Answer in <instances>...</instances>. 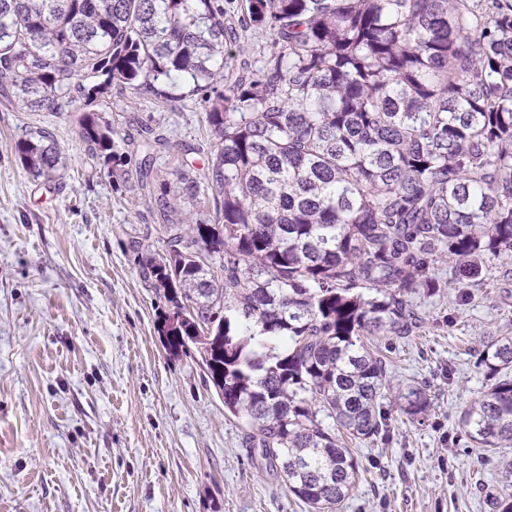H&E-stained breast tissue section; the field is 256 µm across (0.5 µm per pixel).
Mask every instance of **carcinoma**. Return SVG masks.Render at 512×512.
<instances>
[{
	"instance_id": "obj_1",
	"label": "carcinoma",
	"mask_w": 512,
	"mask_h": 512,
	"mask_svg": "<svg viewBox=\"0 0 512 512\" xmlns=\"http://www.w3.org/2000/svg\"><path fill=\"white\" fill-rule=\"evenodd\" d=\"M244 23L274 36L262 66L218 90L233 58L219 0H0V94L63 112L115 84L158 103L198 96L218 139L207 165L177 173L180 197L218 223H169L166 248L137 257L170 306L168 354L198 360L241 420L255 468L281 476L312 512H340L362 473L345 440L389 436L385 360L367 340L410 336L423 306L476 281L484 260L512 265V0H245ZM72 75L94 79L71 89ZM81 137L112 168L131 163L103 117ZM167 141H138L150 176ZM24 170L58 180L62 150L44 130L16 142ZM479 362L494 383L460 417L496 459L491 512H512V337ZM408 417L425 389L398 393Z\"/></svg>"
}]
</instances>
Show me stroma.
Here are the masks:
<instances>
[{
    "label": "stroma",
    "instance_id": "1",
    "mask_svg": "<svg viewBox=\"0 0 512 512\" xmlns=\"http://www.w3.org/2000/svg\"><path fill=\"white\" fill-rule=\"evenodd\" d=\"M232 74L258 69L270 33L243 29L222 0ZM91 110L135 145L141 124L169 140L156 182L202 166L215 146L208 104H167L111 86ZM48 130L65 152L57 184L33 179L18 139ZM163 221L124 172L92 157L74 112H23L0 100V512H311L273 473L257 472L239 420L202 368L170 357L156 329L163 295L145 286L132 241L164 250ZM451 277L449 264L438 270ZM416 335L384 339L392 387L425 386L430 406L393 412L390 440L356 448L362 478L341 512H489L501 472L458 421L489 386L484 340L512 337V273L450 284Z\"/></svg>",
    "mask_w": 512,
    "mask_h": 512
}]
</instances>
